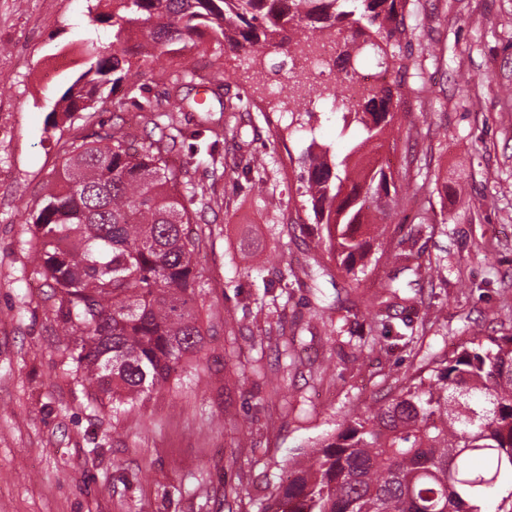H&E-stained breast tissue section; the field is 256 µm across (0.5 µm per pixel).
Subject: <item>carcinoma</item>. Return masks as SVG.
<instances>
[{
	"mask_svg": "<svg viewBox=\"0 0 512 512\" xmlns=\"http://www.w3.org/2000/svg\"><path fill=\"white\" fill-rule=\"evenodd\" d=\"M404 2L113 0L116 13L95 16L112 21V47L81 41L82 69L58 103L72 116L124 80L133 63L122 46L135 28L146 29L144 58L206 36L234 53L265 45L290 53L301 46L291 36L299 28L369 31L381 51L408 37ZM397 112L392 88L380 85L342 115L362 126L361 142L339 161L311 145L302 161L318 239L347 281L338 305L360 287L372 266L367 242L393 217L380 201L410 186L415 197L431 195L409 169L396 177L366 162L385 147ZM168 153L161 138L136 148L117 131L73 143L55 187L25 220L56 317L81 333L72 363L115 409L144 401L204 347L195 310L201 234ZM432 372L314 443L264 512H482L472 501L512 482V335L464 342Z\"/></svg>",
	"mask_w": 512,
	"mask_h": 512,
	"instance_id": "cac0c4a2",
	"label": "carcinoma"
}]
</instances>
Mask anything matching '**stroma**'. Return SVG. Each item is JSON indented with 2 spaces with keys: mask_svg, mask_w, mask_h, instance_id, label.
Wrapping results in <instances>:
<instances>
[{
  "mask_svg": "<svg viewBox=\"0 0 512 512\" xmlns=\"http://www.w3.org/2000/svg\"><path fill=\"white\" fill-rule=\"evenodd\" d=\"M408 42L362 69H387L400 110L385 152L392 171L427 176L429 205L408 203L379 262L350 303L345 277L313 228L300 179L309 145L344 156L358 125L318 102L286 111L270 88L294 64L275 46L257 56L211 42L175 44L139 62L92 109L55 122L80 71V39L112 43L86 0H0V512H262L303 451L401 388L422 366L476 336L512 334V0H407ZM224 81L202 87V79ZM209 97L211 112L171 109ZM239 103L242 128L220 104ZM122 127L141 143L174 138L181 183L211 234L197 259L205 346L145 403L113 411L74 374L50 290L30 262L28 211L83 137ZM425 137L432 152L412 154ZM261 172L247 170L251 156ZM445 213L447 223L434 221ZM409 254L396 271L386 257ZM440 262L431 281L421 264ZM332 279L311 281L315 264ZM295 280L280 279L283 270ZM396 276L392 326L425 328L410 347L375 336L377 286ZM298 322L293 344L280 316Z\"/></svg>",
  "mask_w": 512,
  "mask_h": 512,
  "instance_id": "35a3bbf8",
  "label": "stroma"
}]
</instances>
